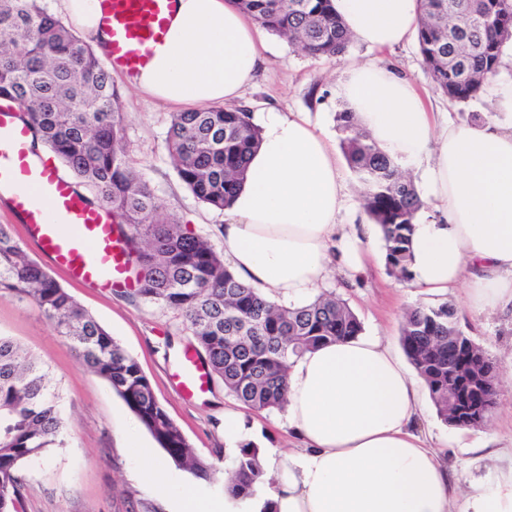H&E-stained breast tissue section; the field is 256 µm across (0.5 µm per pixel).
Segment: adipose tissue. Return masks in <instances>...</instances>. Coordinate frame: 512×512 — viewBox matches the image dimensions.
<instances>
[{
  "label": "adipose tissue",
  "mask_w": 512,
  "mask_h": 512,
  "mask_svg": "<svg viewBox=\"0 0 512 512\" xmlns=\"http://www.w3.org/2000/svg\"><path fill=\"white\" fill-rule=\"evenodd\" d=\"M333 5L353 40L379 51L418 29L419 0ZM261 47L255 22L232 0H177L165 44L133 84L173 106L232 105L251 85ZM340 93L423 190L412 286L465 287L475 311L511 304L512 81L495 88L493 114L478 123L439 117L412 82L374 60L348 67ZM376 230L349 195L328 135L302 112L267 113L247 179L216 227L225 266L286 307L311 300L331 269L359 270ZM422 403L421 379L380 337L360 335L291 360L284 426L297 445L269 451L273 481L252 496L197 500L140 446L138 475L179 512H512V463L461 492L417 431Z\"/></svg>",
  "instance_id": "adipose-tissue-1"
}]
</instances>
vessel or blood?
Returning <instances> with one entry per match:
<instances>
[{"label": "vessel or blood", "instance_id": "1", "mask_svg": "<svg viewBox=\"0 0 512 512\" xmlns=\"http://www.w3.org/2000/svg\"><path fill=\"white\" fill-rule=\"evenodd\" d=\"M108 35L113 69L135 75L166 40L175 0H97ZM19 109L0 101V183L20 185L10 205L30 241L54 267L78 284L134 289L124 237L111 213L89 205L52 158L32 163L29 130L17 123ZM173 378L182 397L207 392L209 375L195 351L181 355Z\"/></svg>", "mask_w": 512, "mask_h": 512}]
</instances>
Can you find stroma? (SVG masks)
Instances as JSON below:
<instances>
[{
    "label": "stroma",
    "mask_w": 512,
    "mask_h": 512,
    "mask_svg": "<svg viewBox=\"0 0 512 512\" xmlns=\"http://www.w3.org/2000/svg\"><path fill=\"white\" fill-rule=\"evenodd\" d=\"M260 39L263 61L242 106L254 115L269 110L307 113L334 140L339 137L336 114L349 107L338 91L341 73L351 62L370 57L413 82L433 111L447 114L450 121L463 123L469 113L483 115L488 110L485 98L456 104L437 91L413 40L379 52L354 43L342 58L317 59L268 31H261ZM112 81L125 114L130 164L163 204L158 220L181 224L207 237L214 248H221L215 227L223 223V212L200 202L179 180L166 150L174 107L143 94L121 72H113ZM385 255L384 244H377L361 271H335L325 291L347 302L362 324L363 335L382 337L397 353L402 350L401 324L409 307L454 306L460 330L501 364L497 406L489 426L463 436L444 423L429 402L419 416L418 430L461 479L493 476L497 462L485 457L480 447L512 448V367L503 362L512 351V308L491 313L469 311L462 304V290L435 296L417 292L388 272ZM52 275L137 359L192 452L211 467L206 480L171 468L176 480L201 497L223 498L236 455L224 437V411L228 408L242 410L246 431L260 448L288 449L282 411L241 409L217 379L200 398L186 400L178 394L172 373L190 334L173 311L146 304L131 291L101 292L71 282L60 270H53ZM0 334L17 341L49 367L60 385L66 422L65 447L52 449L22 467L23 512H171L162 493L133 474L126 436L133 412L106 381L79 362L71 345L38 309L14 293L0 292Z\"/></svg>",
    "instance_id": "1"
}]
</instances>
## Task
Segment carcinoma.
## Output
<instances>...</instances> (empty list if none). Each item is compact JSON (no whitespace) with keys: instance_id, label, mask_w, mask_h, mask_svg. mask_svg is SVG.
<instances>
[{"instance_id":"carcinoma-1","label":"carcinoma","mask_w":512,"mask_h":512,"mask_svg":"<svg viewBox=\"0 0 512 512\" xmlns=\"http://www.w3.org/2000/svg\"><path fill=\"white\" fill-rule=\"evenodd\" d=\"M267 31L314 58H340L351 38L332 0H233ZM418 48L436 88L468 103L499 70L512 42V0H420ZM15 101L53 156L124 220L129 259L144 276L137 295L176 312L203 350L210 374L247 409L284 407L288 361L362 333L347 303L320 294L280 306L224 265L207 238L161 224L160 199L129 163L124 116L112 76L91 46L37 0H0V99ZM340 148L363 185L362 206L381 228L386 263L409 282L408 245L424 203L411 176L380 149L352 111L336 113ZM260 129L241 107L198 108L173 116L166 148L179 179L212 209L229 206L247 177ZM0 290L28 298L91 372L124 400L174 465L197 478L210 467L193 456L157 400L138 361L0 225ZM461 334L456 310L418 305L402 323L401 344L423 378L438 416L451 419L448 373L481 375L448 341ZM49 368L0 335V512L22 507L25 461L64 445L65 420ZM260 448L238 446L228 490L249 496L262 480Z\"/></svg>"}]
</instances>
